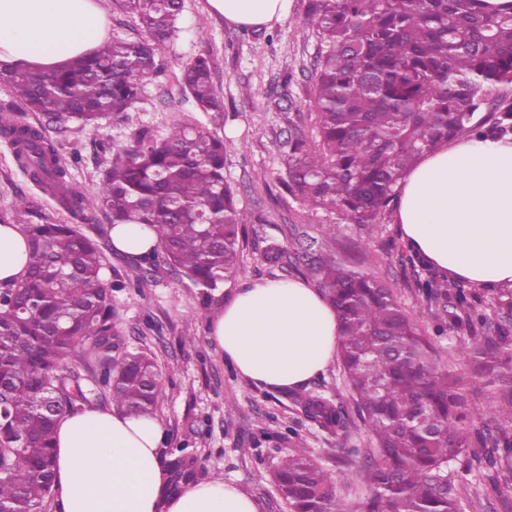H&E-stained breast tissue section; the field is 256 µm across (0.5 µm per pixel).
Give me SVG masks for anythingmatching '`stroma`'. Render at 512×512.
<instances>
[{
    "label": "stroma",
    "mask_w": 512,
    "mask_h": 512,
    "mask_svg": "<svg viewBox=\"0 0 512 512\" xmlns=\"http://www.w3.org/2000/svg\"><path fill=\"white\" fill-rule=\"evenodd\" d=\"M309 3L293 0L286 18L257 29L226 21L207 0H184L181 30L161 51L166 69L144 80L134 107L95 126L71 124L61 138V153L72 163L73 183L85 193L95 192L113 150L138 128L150 127L164 137L186 120L208 126L207 115L196 110L177 76L180 63L201 53L210 55L214 84L224 99V125L217 134L230 143L224 175L246 215L240 264L209 298L166 265L140 266L107 246L102 249L104 276L109 282L123 280L136 270L150 281L142 290L113 291L112 320L128 350L151 354L159 366L163 393L157 416L164 429L163 448H189L198 456L204 478L218 476L238 486L258 503L260 512H287L272 473L300 441L333 474L336 493L345 502L354 505L366 495L360 470L371 436L355 411L339 361H331L304 388L345 409L349 428L342 436L310 424L287 391L242 379L207 339L211 313L244 284L296 278L316 285L313 270L295 256L299 246L309 247L311 256L398 285L403 307L423 334L434 338L440 364L463 377L472 428H481L502 401L498 382L475 377L458 333L437 334V313L413 286L416 270L425 264L406 262L409 249L394 209L364 230L348 223L340 211L312 206L287 188L290 140L299 132L315 134L311 75L319 41ZM276 97L282 100L278 109L270 105ZM20 194L32 203V221H68L54 197L32 187L16 165L10 144L0 138V214L9 212ZM272 243L288 251V260L267 261L265 250Z\"/></svg>",
    "instance_id": "35a3bbf8"
}]
</instances>
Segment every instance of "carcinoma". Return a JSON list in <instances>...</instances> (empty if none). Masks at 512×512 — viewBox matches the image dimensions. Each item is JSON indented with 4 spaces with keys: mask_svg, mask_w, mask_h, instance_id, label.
Here are the masks:
<instances>
[{
    "mask_svg": "<svg viewBox=\"0 0 512 512\" xmlns=\"http://www.w3.org/2000/svg\"><path fill=\"white\" fill-rule=\"evenodd\" d=\"M143 32L114 39L54 70L0 67V84L40 113L39 126L0 116V137L17 166L42 192L55 195L75 220L101 212L108 225L144 224L162 261L206 291L239 264L243 211L224 178V139L191 122L164 138L135 132L112 154L97 191L74 189L60 142L71 123L91 125L128 111L142 81L161 68L160 53L177 34L183 0H120ZM323 48L313 72L315 139L290 143L288 186L307 202L339 210L369 227L384 215L408 168L424 153L468 132L474 139L512 134V10L490 12L483 0H310ZM180 83L210 122L224 125V99L210 59L180 64ZM492 114L484 131L476 113ZM28 262L14 287L0 289V509L39 512L53 496V438L61 418L109 388L113 406L156 414L162 392L155 361L124 347L112 323L110 289L101 276L97 239L77 224L24 223ZM317 288L342 327L338 357L375 451L363 466L368 494L353 508L334 478L297 443L273 475L289 512H467L458 464L483 463L490 493L512 495V318L470 313L477 295L429 275L415 288L448 315L463 337L475 372L501 382L504 416L496 431L465 424L462 381L441 366L435 343L403 309L395 288L376 277L318 259ZM94 353L101 375L72 366ZM58 399L47 412L43 402ZM311 424L342 435L348 416L330 399L295 391ZM168 491L198 481L201 463L185 448L165 454Z\"/></svg>",
    "mask_w": 512,
    "mask_h": 512,
    "instance_id": "1",
    "label": "carcinoma"
}]
</instances>
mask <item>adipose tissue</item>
Segmentation results:
<instances>
[{"instance_id": "1", "label": "adipose tissue", "mask_w": 512, "mask_h": 512, "mask_svg": "<svg viewBox=\"0 0 512 512\" xmlns=\"http://www.w3.org/2000/svg\"><path fill=\"white\" fill-rule=\"evenodd\" d=\"M242 27L288 15L291 0H208ZM108 37L97 0H0V64L54 69ZM396 222L412 252L439 273L481 288L512 284V136L463 138L423 154L398 198ZM116 251L150 252L156 235L139 224L111 230ZM28 260L24 233L0 224V287ZM342 336L332 305L305 281L247 284L209 321V339L249 383L286 389L324 372ZM158 417L89 409L60 420L54 437L57 512H259L221 479L167 490Z\"/></svg>"}]
</instances>
